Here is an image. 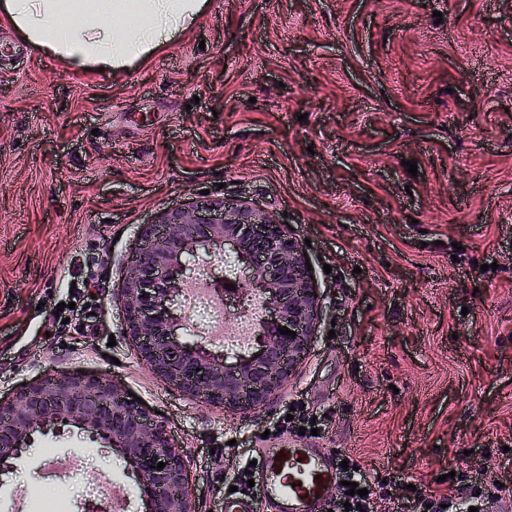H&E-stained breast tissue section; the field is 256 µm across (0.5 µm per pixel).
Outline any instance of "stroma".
Masks as SVG:
<instances>
[{"label": "stroma", "mask_w": 512, "mask_h": 512, "mask_svg": "<svg viewBox=\"0 0 512 512\" xmlns=\"http://www.w3.org/2000/svg\"><path fill=\"white\" fill-rule=\"evenodd\" d=\"M441 19H434V12ZM417 163L408 173L406 161ZM242 199L310 240L321 325L248 417L153 373L113 300L144 225ZM214 352L224 315L183 306ZM104 377L189 453L199 512L295 402L377 479L512 475V0H208L131 68L76 70L0 22V400ZM79 460L99 477L55 478ZM135 477L67 425L0 480V512H85Z\"/></svg>", "instance_id": "1"}]
</instances>
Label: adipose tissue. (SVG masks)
<instances>
[{"mask_svg":"<svg viewBox=\"0 0 512 512\" xmlns=\"http://www.w3.org/2000/svg\"><path fill=\"white\" fill-rule=\"evenodd\" d=\"M206 0H0L36 51L72 68L119 71L147 60L200 17Z\"/></svg>","mask_w":512,"mask_h":512,"instance_id":"ef3b65f1","label":"adipose tissue"}]
</instances>
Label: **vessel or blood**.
<instances>
[{"label":"vessel or blood","instance_id":"vessel-or-blood-1","mask_svg":"<svg viewBox=\"0 0 512 512\" xmlns=\"http://www.w3.org/2000/svg\"><path fill=\"white\" fill-rule=\"evenodd\" d=\"M260 477L253 495L225 494L221 512H260L274 504L276 512H325L324 490L336 481V454L303 443L261 449Z\"/></svg>","mask_w":512,"mask_h":512}]
</instances>
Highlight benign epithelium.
<instances>
[{
    "label": "benign epithelium",
    "instance_id": "7a95c632",
    "mask_svg": "<svg viewBox=\"0 0 512 512\" xmlns=\"http://www.w3.org/2000/svg\"><path fill=\"white\" fill-rule=\"evenodd\" d=\"M145 245L130 261L114 295L127 316V336L149 368L207 405L242 414L264 404L304 358L322 317L314 271L301 242L271 216L245 201L187 202L163 213L142 233ZM202 250L230 261L224 297L256 300V348L232 357L179 338L187 329L175 305L195 286L198 269L187 254ZM295 337L279 332L282 327ZM71 425L117 453L136 477L144 512H198L186 474L187 451L166 423L130 401L110 381L47 374L13 399L0 401V475L21 467L33 436ZM163 462L165 467L157 468Z\"/></svg>",
    "mask_w": 512,
    "mask_h": 512
}]
</instances>
